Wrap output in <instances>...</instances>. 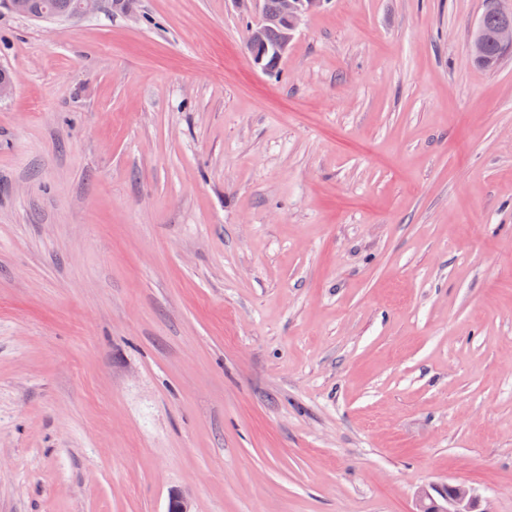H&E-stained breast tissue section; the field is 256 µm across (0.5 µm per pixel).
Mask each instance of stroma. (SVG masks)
Wrapping results in <instances>:
<instances>
[{
  "instance_id": "obj_1",
  "label": "stroma",
  "mask_w": 512,
  "mask_h": 512,
  "mask_svg": "<svg viewBox=\"0 0 512 512\" xmlns=\"http://www.w3.org/2000/svg\"><path fill=\"white\" fill-rule=\"evenodd\" d=\"M264 7L0 5V512H512V52ZM7 0L10 7L18 12L31 15L33 18H43L51 16L45 14L42 11L29 12L27 9L28 2L33 5L36 9H42L43 7L49 8L52 13L57 14V17H84L97 13L100 8L101 0H75L71 10V4L73 0ZM71 11V14H70ZM323 3L325 0H279L275 16L264 18L261 24L252 29L251 43L256 46H265L268 23L280 20L285 24V32L274 50L283 55L303 17L319 8ZM444 489H448V495L443 492ZM415 505V512H493L475 488L466 484H431L422 487L416 493Z\"/></svg>"
}]
</instances>
